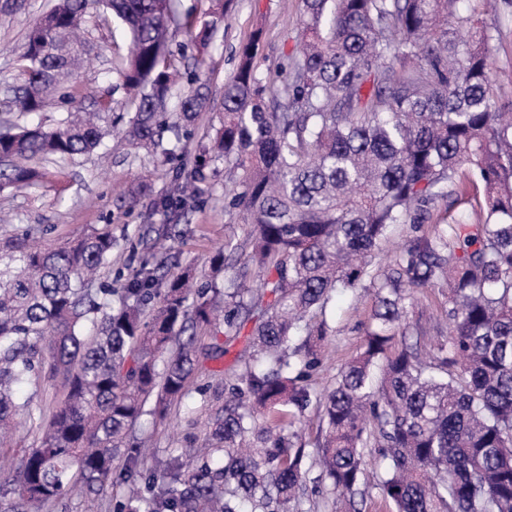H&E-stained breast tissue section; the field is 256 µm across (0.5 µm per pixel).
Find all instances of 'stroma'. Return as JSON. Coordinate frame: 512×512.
I'll list each match as a JSON object with an SVG mask.
<instances>
[{
  "instance_id": "35a3bbf8",
  "label": "stroma",
  "mask_w": 512,
  "mask_h": 512,
  "mask_svg": "<svg viewBox=\"0 0 512 512\" xmlns=\"http://www.w3.org/2000/svg\"><path fill=\"white\" fill-rule=\"evenodd\" d=\"M47 0H25L22 9L0 19V83L14 82L16 59L22 51L24 37L33 21L46 9ZM302 9L301 0H232L227 20L205 51V73L209 86V104L195 124V145L207 144L214 126L223 113L224 84L235 73L238 49L254 31L262 39L254 66L260 77L278 81L286 57L295 50L297 27ZM484 21L494 36L491 43L496 72L497 92L512 98V0H499L495 13ZM92 63L73 80L69 91L76 103L91 107L104 90H111L115 111L128 109L127 95L118 89L116 68L128 51L129 37L120 23L95 25L88 23ZM200 184L201 193L184 211L172 212L158 207L160 197L175 187V165L162 167L145 154L131 150L125 141L108 137L92 155L80 158L78 164L57 168L52 183L25 193L0 192V212L11 217L18 226L27 224L48 228V240L54 244L74 239L94 227L111 225L116 245L112 263L103 269L101 278L116 279L129 273L139 263L152 237L134 244L138 231L150 224H173L177 231L169 240V248L160 252L166 265L194 266L203 275H210L208 258L224 242L227 225L240 223L238 211L225 204L231 188L223 161L211 162ZM133 195L134 200L120 204L119 193ZM476 200L472 180L467 171L456 173L448 185V196L430 205L421 225L422 232H431L435 225L447 224L459 216L477 222ZM373 287L341 290L331 298L326 319L332 329L322 354V365L313 378L317 390L330 387L338 371L360 349L374 307ZM445 291L441 288L414 290L406 303L403 322L411 332L419 334L422 347H429L437 338L447 336L448 322L444 315ZM250 328L229 341V352L218 361L200 360L189 380L187 394L173 406L167 421L156 424L143 416L134 428L136 435L150 436L154 456L161 459L167 449L180 448L190 433L191 420L201 418L200 387L220 389L224 376L241 370L236 356L248 347Z\"/></svg>"
}]
</instances>
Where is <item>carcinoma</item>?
<instances>
[{"instance_id":"cac0c4a2","label":"carcinoma","mask_w":512,"mask_h":512,"mask_svg":"<svg viewBox=\"0 0 512 512\" xmlns=\"http://www.w3.org/2000/svg\"><path fill=\"white\" fill-rule=\"evenodd\" d=\"M211 2L201 28L185 20L201 49L224 26L226 0ZM457 2L302 0L299 49L273 88L254 66L260 35L239 47L221 126L176 174L178 195L160 201L180 209L207 162L227 164L242 223L209 258L215 274L239 265L224 292L189 266L160 272L153 254L119 287L101 282L107 224L55 246L45 228L0 233V436L21 415L43 430L0 469L5 512H47L75 495L97 512L107 494L112 512H295L312 456L341 512H361L368 484L391 512H512V100L496 92L487 27ZM174 14V0H53L25 36L10 110L67 95L89 16L129 33L118 75L133 112L112 111L108 94L52 126L1 125V191L51 182V166L110 134L162 164L188 148L208 85L204 58L191 69L185 46L172 47ZM462 166L482 187L483 220L437 226L373 268L390 227L420 222ZM251 272L257 287L237 284ZM368 279L364 342L318 393L331 294ZM435 287L446 288L449 336L424 355L397 338L408 290ZM221 300L224 335L254 323L244 369L224 377V394L200 391L202 442L147 468L135 424L166 420L200 356L224 357L220 344L198 346ZM57 381L62 397L50 398ZM18 384L34 391L21 400ZM313 404L325 427L311 452L296 427ZM369 447L380 465L367 481Z\"/></svg>"}]
</instances>
